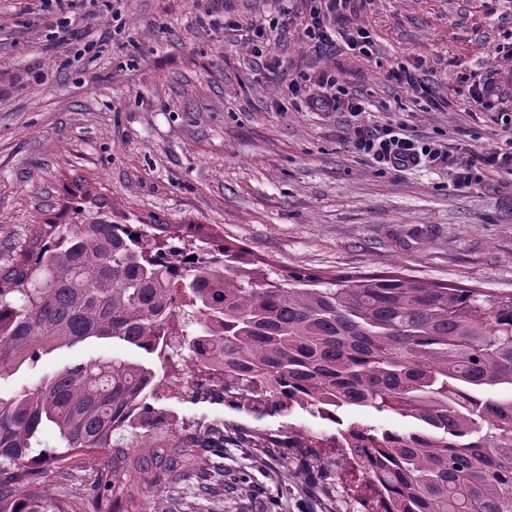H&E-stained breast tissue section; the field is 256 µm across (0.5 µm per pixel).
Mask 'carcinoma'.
Returning a JSON list of instances; mask_svg holds the SVG:
<instances>
[{
    "instance_id": "obj_1",
    "label": "carcinoma",
    "mask_w": 512,
    "mask_h": 512,
    "mask_svg": "<svg viewBox=\"0 0 512 512\" xmlns=\"http://www.w3.org/2000/svg\"><path fill=\"white\" fill-rule=\"evenodd\" d=\"M79 220L40 225L0 272V373L90 340L155 354L167 327L210 346L224 377L280 390L286 416L299 397L409 420L404 430L339 423L388 512H512V293L403 276L277 280L216 234L188 255L161 239L166 224ZM174 288L194 310L188 323ZM160 383L139 362L101 357L0 398V512H134L136 486L150 491L148 512H171L173 492L224 493V449L264 443L222 426L172 431L153 403ZM48 429L57 475L72 459H103L86 497L48 495L27 465Z\"/></svg>"
}]
</instances>
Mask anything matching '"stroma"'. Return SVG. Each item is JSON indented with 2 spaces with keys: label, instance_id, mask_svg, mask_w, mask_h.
I'll return each instance as SVG.
<instances>
[{
  "label": "stroma",
  "instance_id": "stroma-1",
  "mask_svg": "<svg viewBox=\"0 0 512 512\" xmlns=\"http://www.w3.org/2000/svg\"><path fill=\"white\" fill-rule=\"evenodd\" d=\"M279 0H83L68 15L93 50L65 65L34 0H0V268L39 224L101 207L115 224L184 225L249 250L272 277L302 270L412 276L512 293V176L457 183L447 169L398 171L355 153L357 132L398 122L449 148L500 140L512 98L474 107L467 78L512 74V0H366L340 22L367 31L364 59L305 38L307 0L255 55L247 36ZM230 18L224 29L216 19ZM408 66L427 105L390 73ZM329 71L362 111L316 112L288 95L298 74ZM96 357L167 368L124 342L87 341L0 374V397ZM275 448L224 451L223 500L210 512H358L335 471L298 473Z\"/></svg>",
  "mask_w": 512,
  "mask_h": 512
}]
</instances>
